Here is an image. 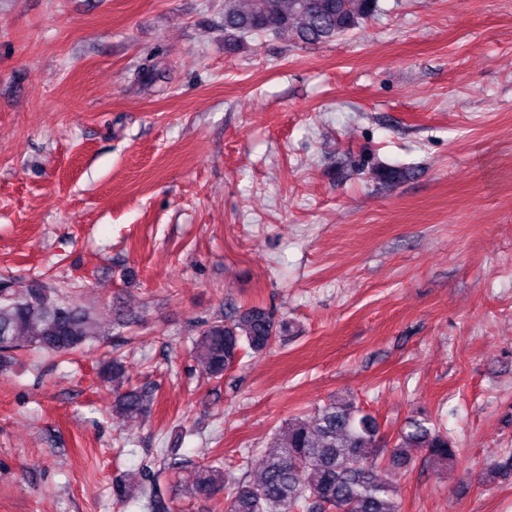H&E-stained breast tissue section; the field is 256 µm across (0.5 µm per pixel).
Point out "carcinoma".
Listing matches in <instances>:
<instances>
[{"instance_id": "carcinoma-1", "label": "carcinoma", "mask_w": 512, "mask_h": 512, "mask_svg": "<svg viewBox=\"0 0 512 512\" xmlns=\"http://www.w3.org/2000/svg\"><path fill=\"white\" fill-rule=\"evenodd\" d=\"M380 11L379 0H224V43L228 50L250 36L292 33L301 44H326L342 37ZM95 311L64 300L35 281L23 292L0 278V361L27 348L65 356L97 336ZM287 321L272 310L251 306L202 324L194 340L196 359L209 379H221L242 353L266 350ZM101 376L112 384L113 406L127 417L147 413L149 393L125 377L122 355L112 357ZM377 419L351 399H332L312 417L290 419L274 430L259 475L251 480L224 472L214 460L195 469L191 496L224 497V512H401L396 484L380 476L383 465H407L406 449L418 448L437 462L454 459L448 432L426 416H412L399 428L389 459ZM112 496L124 505L145 497L152 512H166L159 487L146 490L117 476Z\"/></svg>"}]
</instances>
